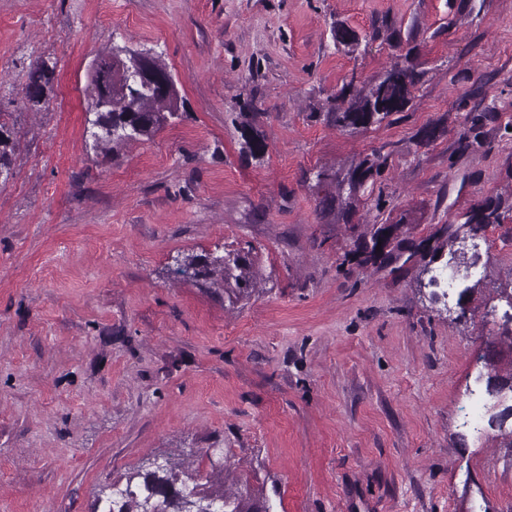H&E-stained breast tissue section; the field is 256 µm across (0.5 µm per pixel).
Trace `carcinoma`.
Returning <instances> with one entry per match:
<instances>
[{"label":"carcinoma","instance_id":"1","mask_svg":"<svg viewBox=\"0 0 512 512\" xmlns=\"http://www.w3.org/2000/svg\"><path fill=\"white\" fill-rule=\"evenodd\" d=\"M336 44L350 49L358 45V36L350 28L338 27L334 31ZM131 58L116 49L109 51L100 60L92 63L87 72V89L95 97L101 93L108 97L110 111L101 115V127L98 129L99 138L94 146L114 149L134 140H150L160 130L167 118L174 117L180 110V96L177 85H172L169 93L157 97L144 91L130 76ZM54 77V68L45 61L32 65L29 73V85L35 88V97L30 99L37 106L47 98V91ZM418 82V75L412 67H401L397 64L387 70L382 79L371 80L364 84L363 89L351 91V82H343L341 88L326 100L324 120L343 129L356 130L374 124H381L397 112L408 108L413 100V90ZM492 112H471L466 116V124L459 136V145L465 150H475L483 145V128L486 122L492 120ZM132 120L137 122V128L127 129L118 135H112L111 129L120 123ZM6 123L0 121V172H9L11 166L10 153L12 140L4 137L2 129ZM387 156L382 149H374L363 156L352 166L343 177L336 178V201L341 215L348 218L363 203L359 188L374 179L385 165ZM512 212V203L508 199L496 197L487 199L470 213L465 221L454 226L448 225V239L458 237L460 229L470 228L478 231L490 224H498L503 216V210ZM381 229H374L370 241L362 243V253L365 261H375L379 258L391 262L400 257L402 243L387 252L377 253L368 247L375 242ZM206 254H185L182 264L175 269V274L183 278L197 281H212L226 291L235 292L241 296L249 294V289L255 287V276L251 271L248 257L235 251L224 253V261L210 263ZM179 465L165 464L143 473V483L138 485L141 495L129 493L119 512H143L145 499L152 494L157 485H171L177 482ZM219 500L224 502V512H255L251 503L220 488L212 494H201L194 489L184 491L180 496L163 501L164 512H198L204 500Z\"/></svg>","mask_w":512,"mask_h":512}]
</instances>
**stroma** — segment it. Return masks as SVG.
Masks as SVG:
<instances>
[{"instance_id": "obj_1", "label": "stroma", "mask_w": 512, "mask_h": 512, "mask_svg": "<svg viewBox=\"0 0 512 512\" xmlns=\"http://www.w3.org/2000/svg\"><path fill=\"white\" fill-rule=\"evenodd\" d=\"M115 45L160 54L184 108L97 153L85 72ZM411 48L410 108L319 118ZM0 121V512H108L155 459L269 512H512V213L459 246L467 279L445 270L449 225L512 193V0H0ZM382 146L381 200L324 211L315 172ZM384 222L412 249L362 263ZM234 250L256 278L239 301L167 273ZM54 77V66L50 67L46 61H37L32 65L29 73V85L35 88V97L31 98L29 95V101L33 106L40 105L47 98V91L51 85ZM494 112H470L466 116V124L459 136V145L464 151L475 150L483 145V128L491 121Z\"/></svg>"}]
</instances>
